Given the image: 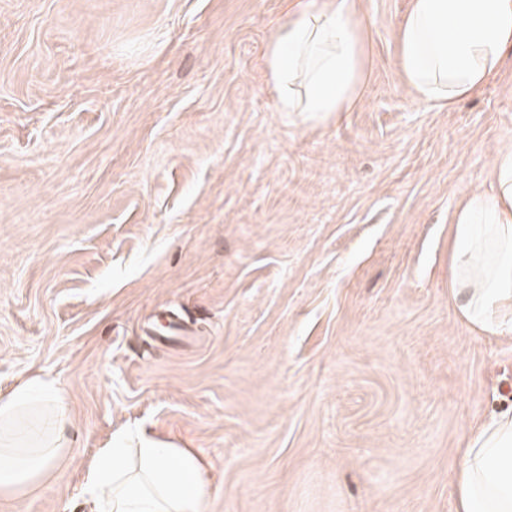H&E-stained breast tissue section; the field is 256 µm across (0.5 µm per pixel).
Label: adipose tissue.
Here are the masks:
<instances>
[{"label": "adipose tissue", "mask_w": 512, "mask_h": 512, "mask_svg": "<svg viewBox=\"0 0 512 512\" xmlns=\"http://www.w3.org/2000/svg\"><path fill=\"white\" fill-rule=\"evenodd\" d=\"M361 0H288L261 65L278 111L318 125L361 98L370 74ZM401 77L421 101L452 109L500 71L512 49V0H409L397 31ZM451 287L463 319L512 332V149L489 189L454 219ZM63 402L47 383L0 394V495H21L64 452ZM89 512H204L208 471L188 448L130 433L98 451L84 475ZM458 512H512V410L468 436Z\"/></svg>", "instance_id": "1"}]
</instances>
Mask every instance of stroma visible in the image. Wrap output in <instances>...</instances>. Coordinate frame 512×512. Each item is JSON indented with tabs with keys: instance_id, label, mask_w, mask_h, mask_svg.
I'll return each instance as SVG.
<instances>
[{
	"instance_id": "obj_1",
	"label": "stroma",
	"mask_w": 512,
	"mask_h": 512,
	"mask_svg": "<svg viewBox=\"0 0 512 512\" xmlns=\"http://www.w3.org/2000/svg\"><path fill=\"white\" fill-rule=\"evenodd\" d=\"M362 0L361 101L312 127L260 67L283 0H0V393L66 449L0 512H86L125 431L194 449L206 512H457L512 334L462 319L453 216L512 149V58L452 110Z\"/></svg>"
}]
</instances>
